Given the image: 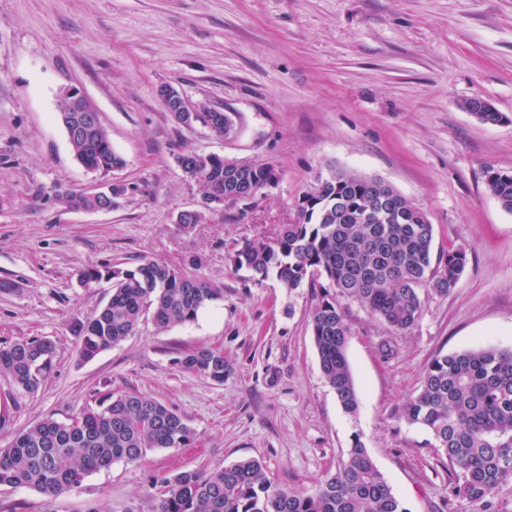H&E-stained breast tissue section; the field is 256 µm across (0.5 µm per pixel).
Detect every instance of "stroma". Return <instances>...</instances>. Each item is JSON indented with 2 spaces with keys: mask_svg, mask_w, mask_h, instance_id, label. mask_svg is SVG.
<instances>
[{
  "mask_svg": "<svg viewBox=\"0 0 512 512\" xmlns=\"http://www.w3.org/2000/svg\"><path fill=\"white\" fill-rule=\"evenodd\" d=\"M164 85L190 109L232 113L234 131L178 124L158 95ZM67 87L97 109L122 168L104 175L74 158L58 119ZM473 98L507 122L480 123L464 107ZM184 149L269 163L280 179L246 213L210 212L185 232L176 216L202 193L175 162ZM490 167L512 173V0H0V343L56 346L37 393L0 377L10 411L0 447L105 390L141 391L196 434L57 497L0 490V512H156L153 478L249 457L273 484L308 493L356 438L408 512H484L451 495L432 435L401 413L435 356L512 349V213L487 188ZM336 169L390 182L428 215L436 248L468 252L448 294L421 290L408 331L341 300L354 417L320 370L310 327L320 290L235 270L224 248L274 238L315 177ZM111 182L127 192L105 212L57 199ZM193 257L222 300L164 331L143 316L132 336L79 362L69 325L110 290L83 286L80 270ZM198 347L223 351V383L177 367Z\"/></svg>",
  "mask_w": 512,
  "mask_h": 512,
  "instance_id": "1",
  "label": "stroma"
}]
</instances>
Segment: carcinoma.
Listing matches in <instances>:
<instances>
[{"label": "carcinoma", "instance_id": "obj_1", "mask_svg": "<svg viewBox=\"0 0 512 512\" xmlns=\"http://www.w3.org/2000/svg\"><path fill=\"white\" fill-rule=\"evenodd\" d=\"M59 118L75 159L107 174L123 165L103 125L87 127L83 113L67 111L59 97ZM184 175L217 200L249 194L279 178L272 164H248L232 172L224 158L196 150L176 155ZM487 185L500 207L512 213V174L488 171ZM71 207L102 205L84 194H67ZM296 220L283 224L273 242H230L236 269L261 279L275 277L288 289L323 279L325 292L311 320L322 374L343 411L355 416L360 401L347 358L350 328L336 298L367 305L395 332L412 328L421 316L420 290L446 294L467 266L463 247L434 254L435 231L427 215L390 183L336 169L317 176L296 201ZM112 281L106 303L77 315L70 333L78 361L88 362L132 335L149 313L160 330L194 321L198 311L224 297L202 272L143 259L81 273L86 286ZM55 345L44 338L0 344V376L18 391L34 394L54 367ZM185 373L222 383L229 363L224 352L197 348L176 359ZM411 425L427 429L451 468V493L487 500L512 481V349L493 345L435 357L419 392L403 409ZM195 433L172 408L137 390L96 393L93 402L65 421L42 419L16 433L0 448V488H28L46 496L77 489L85 477L123 461L136 463L152 448H181ZM158 512H408L394 494L360 438H355L336 471L311 493L272 485L262 462L246 458L224 467L156 478Z\"/></svg>", "mask_w": 512, "mask_h": 512}]
</instances>
